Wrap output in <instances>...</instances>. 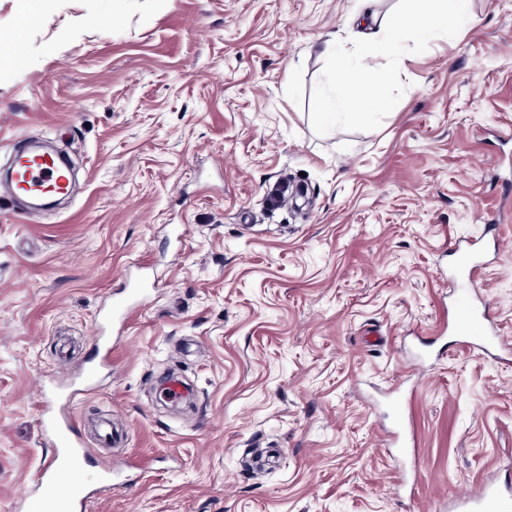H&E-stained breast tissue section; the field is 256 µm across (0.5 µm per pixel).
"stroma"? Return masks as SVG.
<instances>
[{
	"mask_svg": "<svg viewBox=\"0 0 512 512\" xmlns=\"http://www.w3.org/2000/svg\"><path fill=\"white\" fill-rule=\"evenodd\" d=\"M408 0H46L23 63L0 72V165L46 139L73 198L16 217L0 193V512L52 456L44 385L96 358L74 405L126 430L94 460L151 463L87 512H444L512 460V352L460 346V300L512 339V0L377 62L392 107L325 124L336 58L368 14ZM288 184V203H267ZM490 225L475 284L450 243ZM178 375L189 402L158 392ZM411 398L419 459L396 435ZM418 464L413 501L399 498Z\"/></svg>",
	"mask_w": 512,
	"mask_h": 512,
	"instance_id": "obj_1",
	"label": "stroma"
}]
</instances>
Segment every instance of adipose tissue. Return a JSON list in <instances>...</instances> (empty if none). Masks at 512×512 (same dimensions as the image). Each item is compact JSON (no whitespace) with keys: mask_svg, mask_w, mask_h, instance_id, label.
I'll return each instance as SVG.
<instances>
[{"mask_svg":"<svg viewBox=\"0 0 512 512\" xmlns=\"http://www.w3.org/2000/svg\"><path fill=\"white\" fill-rule=\"evenodd\" d=\"M410 15L389 18L371 17L368 21L370 47L360 54L355 65L339 64L336 81L341 86L338 95L317 101L316 108L324 122H335L350 112L351 92L368 94L379 92L385 78L376 62L377 53L396 54L404 26H411L416 44H424L434 35L448 28H470L475 17L471 0H410Z\"/></svg>","mask_w":512,"mask_h":512,"instance_id":"ef3b65f1","label":"adipose tissue"}]
</instances>
